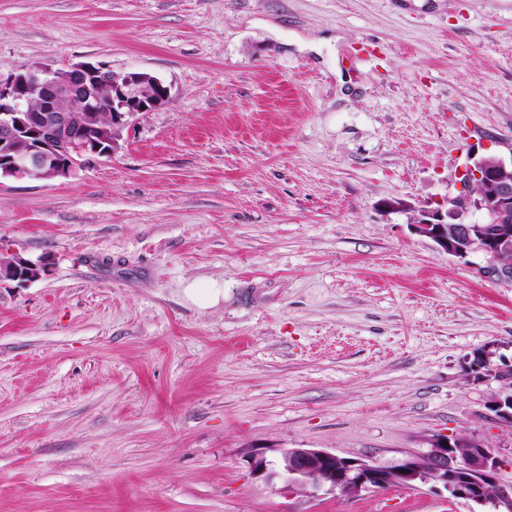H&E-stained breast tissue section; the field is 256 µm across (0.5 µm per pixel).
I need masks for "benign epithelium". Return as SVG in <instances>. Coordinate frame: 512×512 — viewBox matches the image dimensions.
<instances>
[{
  "label": "benign epithelium",
  "instance_id": "obj_1",
  "mask_svg": "<svg viewBox=\"0 0 512 512\" xmlns=\"http://www.w3.org/2000/svg\"><path fill=\"white\" fill-rule=\"evenodd\" d=\"M170 88L160 78L140 72L117 74L100 63L80 62L54 69L34 65L0 76V177L53 180L68 178L76 170L114 151L118 128L137 115L167 104ZM110 114V127L96 125L97 115ZM464 177L478 180L487 193L476 198L463 195L448 200L442 209H415L410 224L419 235L434 242L448 255L465 260L480 254L485 264L478 273L512 286V266L498 263L500 251L512 243V158H471ZM49 261H33L19 253L0 259V281L32 282L48 271ZM494 418L512 425V400L489 403ZM446 439L434 440L427 455L407 454L395 466L374 461L341 459L321 448H287L278 468L271 470L263 458H251L252 469L268 477L281 478L288 486L352 492L386 486L390 474L402 486L416 483L441 486L448 497L484 502L471 486L449 482V472L477 470L495 495L490 504L495 512H512V484L498 478V458L492 448L481 447L466 457L448 453Z\"/></svg>",
  "mask_w": 512,
  "mask_h": 512
}]
</instances>
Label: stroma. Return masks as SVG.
<instances>
[{
	"instance_id": "obj_1",
	"label": "stroma",
	"mask_w": 512,
	"mask_h": 512,
	"mask_svg": "<svg viewBox=\"0 0 512 512\" xmlns=\"http://www.w3.org/2000/svg\"><path fill=\"white\" fill-rule=\"evenodd\" d=\"M82 61L171 100L69 178L0 179V254L50 260L0 282V512H492L248 458L449 436L512 482L469 368L512 361V288L409 224L512 157V0H0V74Z\"/></svg>"
}]
</instances>
